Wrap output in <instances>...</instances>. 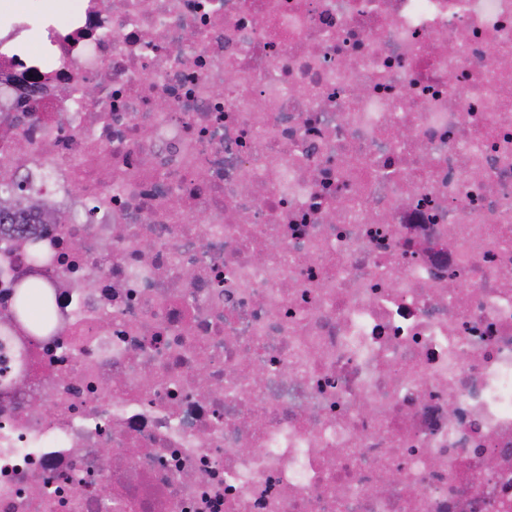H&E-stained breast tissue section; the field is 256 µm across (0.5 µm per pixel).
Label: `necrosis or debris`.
Instances as JSON below:
<instances>
[{"instance_id": "1", "label": "necrosis or debris", "mask_w": 512, "mask_h": 512, "mask_svg": "<svg viewBox=\"0 0 512 512\" xmlns=\"http://www.w3.org/2000/svg\"><path fill=\"white\" fill-rule=\"evenodd\" d=\"M43 2L0 512H512V0ZM41 281L33 278L23 283L15 299V316L33 332L45 328L52 316V302Z\"/></svg>"}]
</instances>
